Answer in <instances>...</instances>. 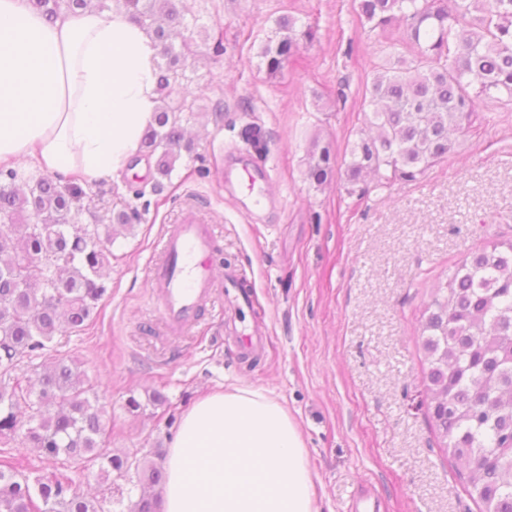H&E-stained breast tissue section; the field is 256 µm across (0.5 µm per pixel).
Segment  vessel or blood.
Returning <instances> with one entry per match:
<instances>
[{"mask_svg":"<svg viewBox=\"0 0 512 512\" xmlns=\"http://www.w3.org/2000/svg\"><path fill=\"white\" fill-rule=\"evenodd\" d=\"M221 181L229 193L254 204L266 197L267 174L257 165H226ZM216 237L214 225L191 198L183 201L173 224L165 229L150 277L151 297L170 335L180 336L195 328L205 312L215 307L212 252Z\"/></svg>","mask_w":512,"mask_h":512,"instance_id":"b4317fda","label":"vessel or blood"}]
</instances>
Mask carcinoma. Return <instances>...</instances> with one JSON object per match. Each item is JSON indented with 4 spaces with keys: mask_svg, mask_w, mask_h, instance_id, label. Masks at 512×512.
<instances>
[{
    "mask_svg": "<svg viewBox=\"0 0 512 512\" xmlns=\"http://www.w3.org/2000/svg\"><path fill=\"white\" fill-rule=\"evenodd\" d=\"M54 16L97 7L94 0H31ZM131 18L150 30L168 66L159 69L161 98L155 125L143 138L159 176H169L185 140L180 114L166 98L184 96L180 58L169 29L184 26L174 0H125ZM360 16L387 41L389 61L375 71L369 101L377 135L356 141L344 162L347 183L365 174L377 186L411 182L455 152L458 140L484 120L489 101L512 103V0H359ZM407 22L406 36L391 38ZM286 32L262 51L273 75L294 57L299 40L313 32L279 21ZM330 149L312 150L308 178L321 185L332 173ZM17 172H0V444L20 442L46 459L65 458L102 479L136 476L160 485L165 473L129 454L104 447V407L84 385L78 365L57 359L34 380L12 376L25 359L46 354L55 336L81 330L107 293L100 274L111 251L112 225L132 226L138 212H111L110 223L83 224L82 192L57 177L15 186ZM423 348L430 369L425 398L442 447L464 461L470 495L482 512H512V239L494 240L466 255L457 270L433 288L422 313ZM0 512H102L66 474L30 478L0 451ZM129 512H161L160 498L141 495Z\"/></svg>",
    "mask_w": 512,
    "mask_h": 512,
    "instance_id": "carcinoma-1",
    "label": "carcinoma"
}]
</instances>
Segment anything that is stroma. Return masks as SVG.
<instances>
[{
	"mask_svg": "<svg viewBox=\"0 0 512 512\" xmlns=\"http://www.w3.org/2000/svg\"><path fill=\"white\" fill-rule=\"evenodd\" d=\"M358 3L178 0L185 25L171 40L197 45L182 69L192 102L182 125L194 151L158 195L151 163L144 175L110 184L77 181L83 200L141 217L117 229L104 268L108 294L56 351L77 361L106 402L113 452L153 460L199 395L251 385L296 419L319 512H479L464 469L436 441L419 334L438 277L488 241L512 238V105L485 107L482 125L416 181L377 189L368 178L362 197L347 194L336 175L310 181L313 143L343 160L373 110L366 88L386 56ZM284 16L317 34L271 75L261 52L278 39ZM238 151L269 171L262 207L245 209L220 181L225 156ZM138 188L144 198H135ZM188 196L217 229L216 297L228 270L243 272L255 292L246 322L266 340L253 354L240 351L215 313L186 335H169L150 298V263ZM157 391L164 403L153 401ZM132 397L139 409H129ZM11 452L24 471L67 470L106 512H126L127 481L64 468L18 443Z\"/></svg>",
	"mask_w": 512,
	"mask_h": 512,
	"instance_id": "obj_1",
	"label": "stroma"
}]
</instances>
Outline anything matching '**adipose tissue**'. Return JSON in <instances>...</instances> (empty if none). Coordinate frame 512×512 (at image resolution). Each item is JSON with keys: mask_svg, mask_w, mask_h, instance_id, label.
<instances>
[{"mask_svg": "<svg viewBox=\"0 0 512 512\" xmlns=\"http://www.w3.org/2000/svg\"><path fill=\"white\" fill-rule=\"evenodd\" d=\"M158 47L118 6L47 20L0 0V168L109 182L138 164L155 122ZM163 512H319L303 434L249 385L212 390L183 415L165 463Z\"/></svg>", "mask_w": 512, "mask_h": 512, "instance_id": "1", "label": "adipose tissue"}]
</instances>
